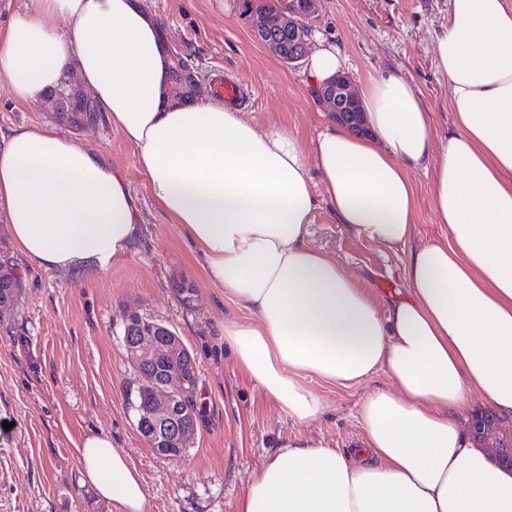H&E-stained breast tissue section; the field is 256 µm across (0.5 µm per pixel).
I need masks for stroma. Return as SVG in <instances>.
<instances>
[{"label": "stroma", "instance_id": "1", "mask_svg": "<svg viewBox=\"0 0 512 512\" xmlns=\"http://www.w3.org/2000/svg\"><path fill=\"white\" fill-rule=\"evenodd\" d=\"M143 3L199 71L201 96H210L214 80L231 77L249 94L240 115L258 130L279 125L313 138L322 106L305 65H285L253 37L241 0ZM449 8L450 0H315L317 30L347 55L355 89L379 74H400L442 136L452 131L453 116L434 42ZM52 123L42 105L16 101L0 79L1 130ZM78 138L127 174L143 235L105 270L48 268L14 251L25 293L13 328L0 325V512H117L79 482L78 447L93 432L109 435L140 472L146 512H236L251 477L285 445L310 441L346 453L359 444L357 403L391 388L389 378L380 372L346 389L306 377L304 387L324 410L308 423L288 417L224 341L225 322L249 321L250 313L208 280L180 226L145 190L134 148L109 124ZM434 167L429 159L411 171L416 244L447 235L432 207ZM307 242L359 274L373 293H405L406 252L382 254L338 224L327 206L314 213ZM181 278L191 283L190 294L174 288ZM131 310L176 331L197 362L201 412L178 458L156 454L136 429L131 403L140 380L122 341Z\"/></svg>", "mask_w": 512, "mask_h": 512}]
</instances>
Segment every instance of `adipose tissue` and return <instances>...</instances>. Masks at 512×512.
<instances>
[{"instance_id": "1", "label": "adipose tissue", "mask_w": 512, "mask_h": 512, "mask_svg": "<svg viewBox=\"0 0 512 512\" xmlns=\"http://www.w3.org/2000/svg\"><path fill=\"white\" fill-rule=\"evenodd\" d=\"M158 31L138 0H23L0 25V78L36 104L78 76L136 149L146 187L208 279L252 314L225 323L224 339L288 416L322 413L301 383L309 375L348 388L381 371L394 385L358 401L356 456L288 445L251 478L237 512H512V472L464 428L475 397L512 413V0H450L435 38L455 118L443 138L396 73L362 90L366 136L325 121L307 144L284 127L259 131L222 102L173 96ZM344 64L314 36L311 86ZM430 157L448 234L415 246L410 170ZM323 202L382 253L408 249L404 296L375 295L308 245ZM138 211L126 174L69 135L0 136V220L37 263L107 269L140 237ZM78 473L118 512H145L143 479L108 435L84 438Z\"/></svg>"}]
</instances>
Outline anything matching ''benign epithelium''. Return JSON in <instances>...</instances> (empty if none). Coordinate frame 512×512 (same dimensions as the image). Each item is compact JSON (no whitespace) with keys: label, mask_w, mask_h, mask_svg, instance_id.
I'll list each match as a JSON object with an SVG mask.
<instances>
[{"label":"benign epithelium","mask_w":512,"mask_h":512,"mask_svg":"<svg viewBox=\"0 0 512 512\" xmlns=\"http://www.w3.org/2000/svg\"><path fill=\"white\" fill-rule=\"evenodd\" d=\"M296 24L299 44L304 46L315 32L313 0H307L306 15L300 23L293 15L283 12H266L251 19L253 34L259 41L275 30ZM317 97L336 122L362 127V105L347 76L336 75L318 89ZM124 343L135 369L150 362L162 364L160 374L150 379L151 401L144 414L150 430L142 437L157 454L178 456L188 447L197 429L195 423L185 418L186 402L199 395L196 361L188 354L181 338L167 325L156 321L149 330L124 337ZM470 429L473 437L491 442V454L496 462L512 465V416L499 417L492 425L474 417Z\"/></svg>","instance_id":"1"}]
</instances>
